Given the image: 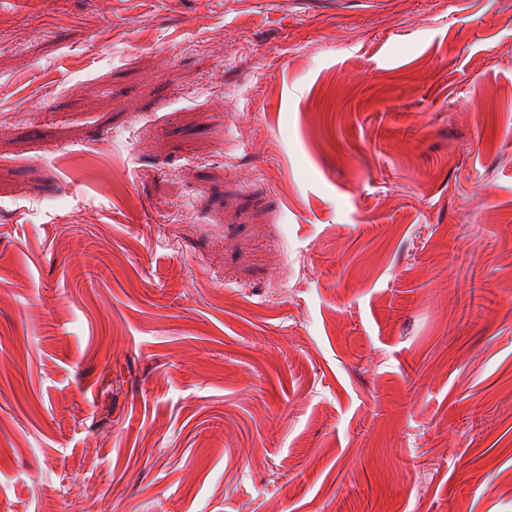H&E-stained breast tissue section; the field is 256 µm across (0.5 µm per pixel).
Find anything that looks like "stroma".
<instances>
[{
    "label": "stroma",
    "mask_w": 512,
    "mask_h": 512,
    "mask_svg": "<svg viewBox=\"0 0 512 512\" xmlns=\"http://www.w3.org/2000/svg\"><path fill=\"white\" fill-rule=\"evenodd\" d=\"M0 512H512V0L0 4Z\"/></svg>",
    "instance_id": "stroma-1"
}]
</instances>
